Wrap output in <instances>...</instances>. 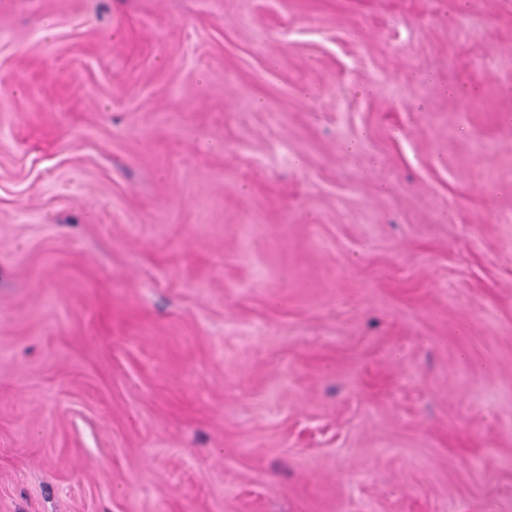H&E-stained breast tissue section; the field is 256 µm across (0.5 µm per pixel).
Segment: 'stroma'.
Masks as SVG:
<instances>
[{
	"label": "stroma",
	"instance_id": "obj_1",
	"mask_svg": "<svg viewBox=\"0 0 512 512\" xmlns=\"http://www.w3.org/2000/svg\"><path fill=\"white\" fill-rule=\"evenodd\" d=\"M0 512H512V0H0Z\"/></svg>",
	"mask_w": 512,
	"mask_h": 512
}]
</instances>
